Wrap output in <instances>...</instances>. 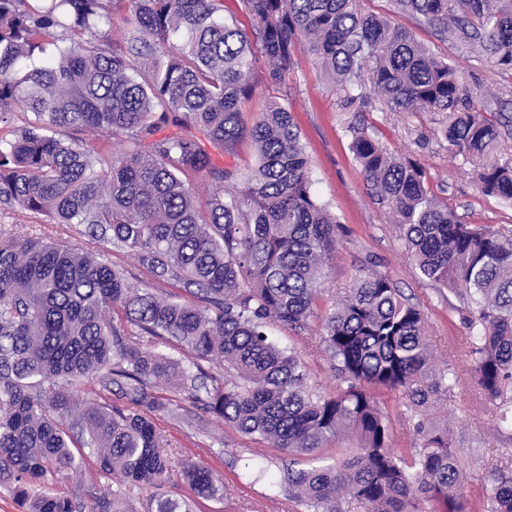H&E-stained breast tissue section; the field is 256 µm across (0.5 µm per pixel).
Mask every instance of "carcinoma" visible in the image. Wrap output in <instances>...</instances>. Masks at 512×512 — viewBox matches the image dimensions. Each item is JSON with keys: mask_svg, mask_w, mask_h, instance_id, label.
Here are the masks:
<instances>
[{"mask_svg": "<svg viewBox=\"0 0 512 512\" xmlns=\"http://www.w3.org/2000/svg\"><path fill=\"white\" fill-rule=\"evenodd\" d=\"M111 3L0 0V131L15 108L26 116L12 139L0 135V210L79 224L134 252L148 277L135 287L102 256L51 238H0V487L21 512H76V500L46 481L91 455L116 486L96 512H131L127 491L171 481L153 416L186 393L224 426L288 455L279 475L258 461L243 474L304 512H344L349 499L366 512H470L448 429L420 424L421 448L405 459L377 400L406 388L420 408L453 390L445 371L417 385L430 365L423 312L382 273L357 278L346 299L317 312L325 259L348 229L312 192L288 107L273 100L248 126L240 104L253 93L257 61L282 78L304 44L347 107L369 88L390 112L446 113L448 151L477 166L484 196L512 203V167L486 162L498 123L452 63L356 0H239L246 26L224 15V0H129L121 44L97 34ZM391 3L452 41H478L512 70V0ZM170 124L197 135L158 136ZM348 129L370 193L396 216L420 274L475 305L472 370L501 421L512 420V234L462 223L419 163L388 154L363 123ZM70 132L90 134L93 145ZM246 134L258 157L249 173L212 163L205 145L229 152ZM114 139L128 149L113 154ZM195 175L224 187L203 209L185 184ZM317 316L346 384L334 394L314 392L300 354L268 333L273 323L302 333ZM128 323L176 343L182 358L141 351ZM201 360L224 365V378L206 382ZM90 377L101 392L77 412L70 388ZM161 379L172 383L166 394L152 392ZM342 435L351 450L315 464ZM180 477L192 497L158 494L154 512H195L223 497L207 466ZM488 500L491 512H512L511 474L492 470Z\"/></svg>", "mask_w": 512, "mask_h": 512, "instance_id": "carcinoma-1", "label": "carcinoma"}]
</instances>
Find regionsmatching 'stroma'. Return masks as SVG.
I'll list each match as a JSON object with an SVG mask.
<instances>
[{"instance_id":"1","label":"stroma","mask_w":512,"mask_h":512,"mask_svg":"<svg viewBox=\"0 0 512 512\" xmlns=\"http://www.w3.org/2000/svg\"><path fill=\"white\" fill-rule=\"evenodd\" d=\"M366 12L390 15L392 22L413 32L416 39L438 56L453 63L474 91L489 118L499 123L500 138L490 153L492 163H512V74L495 68L480 44H455L434 29L409 15L392 12L390 0H359ZM299 65L284 79H274L264 65L254 70L255 89L243 100L246 123H253L270 100L286 104L301 133L311 160L313 190L346 225L350 233L339 238L325 267L324 293L319 310L325 311L343 300L354 280L367 273L389 275L404 294L426 315L425 335L429 342L432 371L446 368L459 374L448 394L432 395L423 418L448 429L453 448L465 472L463 494L474 512H489L487 489L493 467L512 472V427L497 426L496 409L479 393L470 365L463 356L469 343L464 321L473 307L456 293L439 288L418 276L401 239L396 218L386 202L369 194L361 169L350 150L348 126L353 122L371 125L376 138L389 152L417 160L424 168L432 191L446 201L458 219L467 224H488L512 229V205L483 197L474 181L472 167L452 158L442 137L444 114L439 112H386L377 95H370L358 110H345L328 73L306 52H299ZM0 231L21 236L51 237L69 242L95 254L102 253L122 267L131 283H141L143 275L134 256L80 235L78 226L53 223L48 214L0 213ZM271 336L286 348L296 349L307 364L309 381L317 393L331 394L342 382L332 369L322 342L319 320L297 334L274 325ZM380 405L391 428V446L403 455L420 447L421 438L411 415L405 390H392L380 397ZM195 407L156 412L155 421L163 452L173 472L195 463L209 466L223 478L224 497L204 502L202 512H296V503L287 496L270 500L264 483L243 476L244 460L267 459L281 464L284 455L266 442H254L206 418L196 425ZM58 484L71 491L83 507H92L97 498L111 495L112 478L94 468L60 476Z\"/></svg>"}]
</instances>
